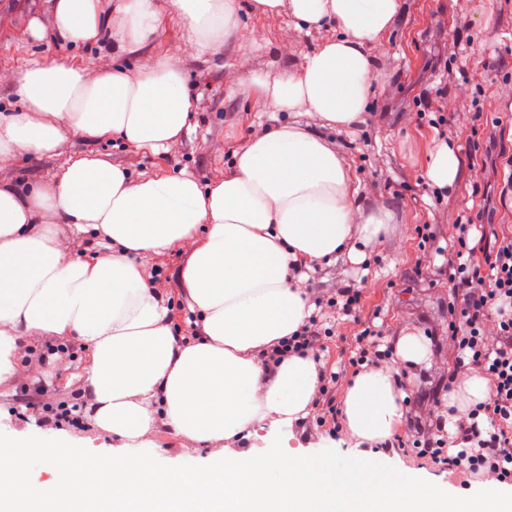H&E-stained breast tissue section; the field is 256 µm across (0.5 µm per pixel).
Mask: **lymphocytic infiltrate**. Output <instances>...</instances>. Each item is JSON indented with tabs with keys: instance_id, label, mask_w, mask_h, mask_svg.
I'll return each instance as SVG.
<instances>
[{
	"instance_id": "lymphocytic-infiltrate-1",
	"label": "lymphocytic infiltrate",
	"mask_w": 512,
	"mask_h": 512,
	"mask_svg": "<svg viewBox=\"0 0 512 512\" xmlns=\"http://www.w3.org/2000/svg\"><path fill=\"white\" fill-rule=\"evenodd\" d=\"M455 242L450 246L445 265L452 287L464 293L462 305L448 307V346L454 370L488 378L489 396L467 412L449 410L433 414L427 422L411 425L405 434L382 442L389 452L418 454L463 478H495L512 485V234L501 237L495 252L475 259L469 248L470 222L455 219ZM362 291L351 286L317 295V309L288 338L258 350V359L275 368L288 356H318L335 328L323 327L320 316L339 309L344 315L361 308ZM357 349L339 370L321 368L319 384L311 401L315 415L299 421L303 437L328 433L338 437L346 429L343 415L344 390L348 380L359 373L381 367L392 358L391 350L381 349L377 331L364 328L355 336ZM76 346H29L22 359L23 371L15 385L27 393L26 405L35 410L44 428H56L70 417L69 401L55 387L42 380V370L51 354L60 363L72 361Z\"/></svg>"
}]
</instances>
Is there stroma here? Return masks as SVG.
Wrapping results in <instances>:
<instances>
[{
  "mask_svg": "<svg viewBox=\"0 0 512 512\" xmlns=\"http://www.w3.org/2000/svg\"><path fill=\"white\" fill-rule=\"evenodd\" d=\"M252 2L237 0V31L201 54L174 22L170 0H154L158 28L147 48L127 56L124 64L135 72L170 57L182 69L195 109L180 137L153 152L116 138L89 140L71 133L60 152L20 153L0 164V185L50 184L67 157L92 153L138 178L186 171L207 186L223 180L233 152L250 140L251 127L297 122L314 130L349 168L361 208L393 215L378 245L362 261L342 254L303 276L302 286L309 290L353 285L365 296L356 320L340 325L337 335L327 340L323 356L340 366L357 332L366 326L381 330L389 346L408 333L424 337L428 358L409 369V396L436 403L451 365L452 294L434 250L449 245L453 231L448 221L462 211L474 224L470 245L482 250H494L502 233L512 230V195L500 194L512 175L502 165L503 156L512 154V0H403L393 26L371 49L377 59L371 97L363 122L351 128L328 127L318 116L274 109L241 86V79L298 67L304 54L336 35L334 24L301 31L288 10L266 16L255 11ZM35 16L48 19V0H0V113L25 111L15 81L34 63L64 62L93 75L112 60L103 43L65 47L49 36L31 39L27 26ZM459 31L465 40L453 56L448 45ZM442 86L448 89V118L456 133L452 147L461 159L459 180L467 189L458 196L445 194L439 203L425 176L438 139L428 119L421 117L419 103ZM492 97L499 99V111H483ZM425 224L432 225L435 243L422 244L417 229ZM150 260L170 280L175 291L173 320L182 335H189L188 312L178 293L185 253L175 249L151 255ZM15 393L13 384L0 385V437L24 443L53 440L98 458L117 447L116 439L89 420L51 430L38 427L34 416L13 412ZM148 450L171 467L208 456L203 445L173 436L160 423L154 426ZM381 458L389 469L437 486L457 505L472 504L485 489L481 482L462 488L421 459L386 452Z\"/></svg>",
  "mask_w": 512,
  "mask_h": 512,
  "instance_id": "obj_1",
  "label": "stroma"
}]
</instances>
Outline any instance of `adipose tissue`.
I'll use <instances>...</instances> for the list:
<instances>
[{
  "label": "adipose tissue",
  "instance_id": "adipose-tissue-1",
  "mask_svg": "<svg viewBox=\"0 0 512 512\" xmlns=\"http://www.w3.org/2000/svg\"><path fill=\"white\" fill-rule=\"evenodd\" d=\"M172 5L199 51L237 27L236 0ZM254 5L267 15L288 8L300 27L333 21L338 35L306 54L299 68L250 79V88L276 109L314 113L330 127L360 124L375 71L370 49L392 27L401 0ZM156 23L152 0H124L112 16L100 0H52L50 23L32 18L29 32L37 40L52 35L63 46L108 42L121 58L142 51ZM16 84L28 110L0 115V162L25 151L57 152L69 130L159 150L183 133L192 110L186 80L169 58L135 73L106 66L91 80L72 65L38 64ZM356 195L328 141L294 124L236 150L223 180L206 187L184 172L137 179L92 155L68 159L46 187L0 186V384L20 373L31 339L87 350L85 412L124 448L98 462L96 481L106 491L127 474L143 473L159 499L179 497L174 473L145 453L160 422L206 446L209 463L195 472L225 506L239 497L238 477L249 475L256 512H284L296 502L293 478L307 466L331 470L334 496L346 498L350 465L329 449L306 457L274 443L260 456L232 443L266 419L289 428L308 416L319 381L316 362L294 355L269 369L256 353L298 330L311 313L292 268L342 253L356 262L377 244L391 215H363ZM58 224L95 232L109 255L68 258ZM176 248L187 252L181 295L201 326L199 339L188 343L175 333L165 293L148 285L138 262ZM403 398L392 368L358 374L344 402L351 437L390 438L402 422ZM82 456L77 449L45 452L54 477L35 486L36 501L56 502ZM357 456L383 473L388 491L430 505L445 502L443 493L410 476L384 472L373 452Z\"/></svg>",
  "mask_w": 512,
  "mask_h": 512
}]
</instances>
